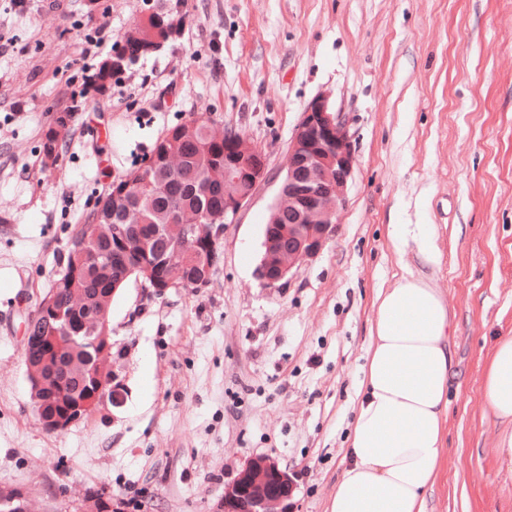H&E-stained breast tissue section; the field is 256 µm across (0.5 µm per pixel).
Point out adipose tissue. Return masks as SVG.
I'll return each instance as SVG.
<instances>
[{
    "label": "adipose tissue",
    "mask_w": 512,
    "mask_h": 512,
    "mask_svg": "<svg viewBox=\"0 0 512 512\" xmlns=\"http://www.w3.org/2000/svg\"><path fill=\"white\" fill-rule=\"evenodd\" d=\"M390 241L416 263L376 295L348 462L331 490L330 512H428L447 454L458 327L430 276L440 264L436 234L429 224H396ZM480 393L499 426L500 468L512 480V336L492 346Z\"/></svg>",
    "instance_id": "adipose-tissue-1"
}]
</instances>
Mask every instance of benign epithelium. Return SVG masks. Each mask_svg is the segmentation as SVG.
<instances>
[{
	"label": "benign epithelium",
	"instance_id": "1",
	"mask_svg": "<svg viewBox=\"0 0 512 512\" xmlns=\"http://www.w3.org/2000/svg\"><path fill=\"white\" fill-rule=\"evenodd\" d=\"M153 28L144 17L127 30L112 54L101 62L103 73L124 70V47L141 46L152 39ZM75 118L73 112L54 117L51 142L44 155L56 157L53 143L62 139ZM215 130L212 121L200 116L183 124L158 151L148 154L135 171L112 182L102 197L98 212H107L103 222L93 225V235L72 239L70 255L79 263L92 260L101 275L102 285L87 293L77 289L79 300L72 307L62 305L56 289L39 302L24 326L25 339L41 347L40 359L27 362V374L37 414L43 427L56 433L91 414L109 397L120 403L116 375L112 370L111 321L109 309L117 289L134 278L143 287L162 296L183 287L182 271L188 265L198 268L195 287L208 285L218 259L223 220L235 215L265 178L267 156L244 135L224 136V162H215L207 170V182L224 186V213L212 217L209 224L195 216L190 224L179 225L180 238L167 243L165 263L154 259L157 246L152 240L133 234L136 217L130 201L151 200L163 181L164 159L176 141L195 140L199 130ZM356 159L347 122L342 113L332 110L326 96L315 97L288 143L285 175L270 208V215L288 211V223L264 233L263 252L256 272L269 287H277L296 274L305 260L317 255L338 223ZM134 255L120 280L113 277L114 257ZM86 333L95 355L88 366L78 364L75 351L78 334ZM91 376L93 386L73 398L66 397V381L83 382ZM294 475L280 467L270 456L249 458L237 475L224 485V497L213 512H292Z\"/></svg>",
	"mask_w": 512,
	"mask_h": 512
}]
</instances>
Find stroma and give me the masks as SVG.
Segmentation results:
<instances>
[{"label":"stroma","instance_id":"1","mask_svg":"<svg viewBox=\"0 0 512 512\" xmlns=\"http://www.w3.org/2000/svg\"><path fill=\"white\" fill-rule=\"evenodd\" d=\"M0 0V488L35 512H84L107 487L127 512H212L245 460L297 476L294 512H329L345 463L378 289L412 262L395 224H432L433 281L458 325L448 457L430 512H512L480 383L512 336V0ZM180 31L103 95L86 78L139 18ZM328 94L356 165L324 249L279 288L256 275L288 141ZM81 101L55 165L53 117ZM267 155L225 224L204 288L112 300L121 406L66 432L38 421L23 322L114 180L200 116Z\"/></svg>","mask_w":512,"mask_h":512}]
</instances>
